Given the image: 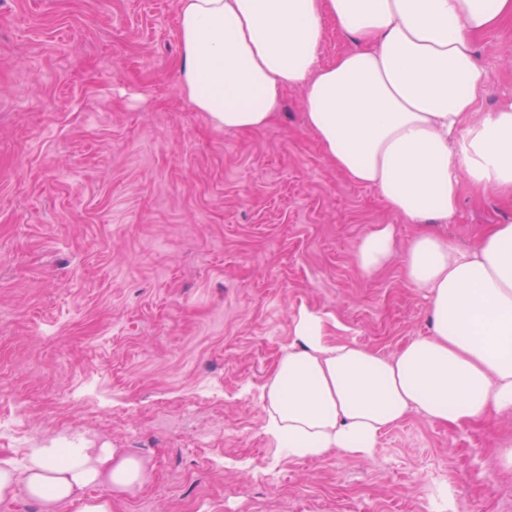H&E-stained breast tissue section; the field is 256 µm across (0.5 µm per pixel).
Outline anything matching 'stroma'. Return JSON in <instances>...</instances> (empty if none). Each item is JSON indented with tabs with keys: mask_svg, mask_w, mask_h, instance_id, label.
Masks as SVG:
<instances>
[{
	"mask_svg": "<svg viewBox=\"0 0 512 512\" xmlns=\"http://www.w3.org/2000/svg\"><path fill=\"white\" fill-rule=\"evenodd\" d=\"M179 0H0V415L152 468L112 512H512V419L451 430L412 412L372 457L279 455L259 388L301 308L332 338L395 355L430 332L401 257L373 278L360 238L417 225L350 183L306 127L303 93L255 132L213 126L176 80ZM512 95V21L476 38ZM512 221L463 188L461 247Z\"/></svg>",
	"mask_w": 512,
	"mask_h": 512,
	"instance_id": "obj_1",
	"label": "stroma"
}]
</instances>
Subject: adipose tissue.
I'll return each instance as SVG.
<instances>
[{
	"label": "adipose tissue",
	"mask_w": 512,
	"mask_h": 512,
	"mask_svg": "<svg viewBox=\"0 0 512 512\" xmlns=\"http://www.w3.org/2000/svg\"><path fill=\"white\" fill-rule=\"evenodd\" d=\"M328 19L349 46L325 64ZM509 20L512 0H179L177 80L227 130L266 128L285 91L301 89L307 127L348 181L412 223L449 224L464 185L512 199V101L482 111L492 86L475 50ZM395 251L394 225H375L356 247L359 275L372 278ZM404 267L428 300L431 333L394 356L331 341L327 313L293 316V342L261 389L265 432L283 456L371 457L412 411L449 428L512 415V224L488 225L469 248L424 230ZM151 478L131 452L40 448L22 469L0 462V500L112 512L113 496ZM95 486L109 496H86Z\"/></svg>",
	"instance_id": "ef3b65f1"
}]
</instances>
